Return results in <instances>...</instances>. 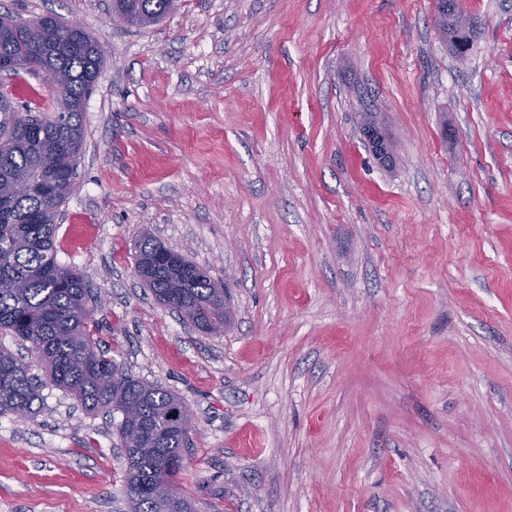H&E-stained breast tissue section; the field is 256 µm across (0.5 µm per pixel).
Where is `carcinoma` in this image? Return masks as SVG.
<instances>
[{
    "mask_svg": "<svg viewBox=\"0 0 512 512\" xmlns=\"http://www.w3.org/2000/svg\"><path fill=\"white\" fill-rule=\"evenodd\" d=\"M171 0H110L111 13L131 27L154 25ZM451 53L464 58L476 31L462 27L449 7L436 17ZM15 57L22 71L39 74L51 64L63 75L61 108L52 116L33 109L0 122V331L11 333L42 362L48 380L70 393L88 413L116 411L128 460L125 494L132 512H191L176 478L185 467L189 431L173 426L172 412L187 409L163 387L119 369L110 350L91 333L90 289L84 276L58 261L59 208L73 191L83 144V112L102 67L97 43L83 29L55 16L35 24L0 16V57ZM35 189L9 196L12 183ZM135 269L162 305L206 333L224 331V286L179 251L147 237L138 244ZM42 385L24 356L0 347V415L31 419Z\"/></svg>",
    "mask_w": 512,
    "mask_h": 512,
    "instance_id": "carcinoma-1",
    "label": "carcinoma"
}]
</instances>
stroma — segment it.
Returning a JSON list of instances; mask_svg holds the SVG:
<instances>
[{
  "label": "stroma",
  "mask_w": 512,
  "mask_h": 512,
  "mask_svg": "<svg viewBox=\"0 0 512 512\" xmlns=\"http://www.w3.org/2000/svg\"><path fill=\"white\" fill-rule=\"evenodd\" d=\"M109 2L0 13L100 49L57 258L101 346L192 412L194 512H512V0H466L462 61L435 0H182L142 29ZM145 234L226 284V332L143 285ZM119 419L51 384L0 416V512H130ZM449 10H441L437 14V25L444 38L448 40L451 53L457 58H464L470 51L476 37V30L462 27L456 19V10L449 6Z\"/></svg>",
  "instance_id": "35a3bbf8"
}]
</instances>
